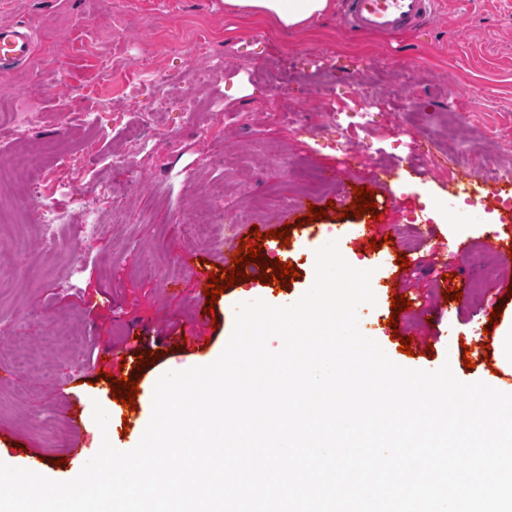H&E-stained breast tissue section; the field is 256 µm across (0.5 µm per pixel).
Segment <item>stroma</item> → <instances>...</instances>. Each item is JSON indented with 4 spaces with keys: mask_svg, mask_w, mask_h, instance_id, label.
<instances>
[{
    "mask_svg": "<svg viewBox=\"0 0 512 512\" xmlns=\"http://www.w3.org/2000/svg\"><path fill=\"white\" fill-rule=\"evenodd\" d=\"M22 20L37 29L39 109L47 118L35 129L1 130L0 157L40 154L29 179L70 226L88 212L100 224L45 256L23 183L0 186V204L16 218L0 224L1 462L19 467L24 452H36L47 462L44 476L67 481L76 472L60 460L73 444L94 454L107 438L133 449L151 418L157 380L212 363L238 304L296 302L315 277L316 249L332 240L373 269L376 303L359 308V327L393 362L428 371L447 364L462 382L493 381L499 362L465 368L461 343L498 334L488 324L493 309L512 320V261L493 245L512 198L494 211L478 203L488 177L512 174V0H443L425 32L392 40L349 36L332 12L285 27L229 12L224 0H0V24ZM200 28L224 63L208 90L216 110L204 118L163 113L159 129L130 150L127 129L153 105L151 72L167 74L171 94H197L198 71L208 64L192 53ZM348 71L377 101L348 144L364 162L344 174L336 141L349 118L322 111L308 91L345 92ZM285 96L297 101L289 120L270 111ZM85 112L99 113L98 128L81 125ZM414 139L443 154L469 153L472 184L458 186L447 167L416 159ZM62 153L80 158L64 184L55 174ZM398 166L409 179L374 194L388 243L352 252L356 223L371 220L346 215L355 188L367 185L371 168ZM106 182L122 194L104 193ZM300 186L327 211L310 228L302 224L308 211L281 202ZM195 199L223 225L221 243L186 231L183 211ZM254 224L290 227L278 258L293 263L297 277L285 288L236 284L219 295L214 321L200 320L197 276L212 273L213 253L237 249ZM403 257L408 267H400ZM460 270L473 287L445 301L457 286L450 275ZM387 279L410 309L393 313L381 288ZM391 318L396 326H388ZM173 330L198 337L197 346L166 342ZM407 337L408 355L399 350ZM126 349L159 359L138 380L145 399L122 415L102 376L110 353ZM74 403L83 411L77 427ZM97 403L110 412L104 433L93 420Z\"/></svg>",
    "mask_w": 512,
    "mask_h": 512,
    "instance_id": "1",
    "label": "stroma"
}]
</instances>
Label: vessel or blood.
I'll use <instances>...</instances> for the list:
<instances>
[{
    "instance_id": "1",
    "label": "vessel or blood",
    "mask_w": 512,
    "mask_h": 512,
    "mask_svg": "<svg viewBox=\"0 0 512 512\" xmlns=\"http://www.w3.org/2000/svg\"><path fill=\"white\" fill-rule=\"evenodd\" d=\"M438 7L439 0H345L336 23L355 36L397 38L426 29ZM35 48L32 23L0 25V73L26 65Z\"/></svg>"
}]
</instances>
